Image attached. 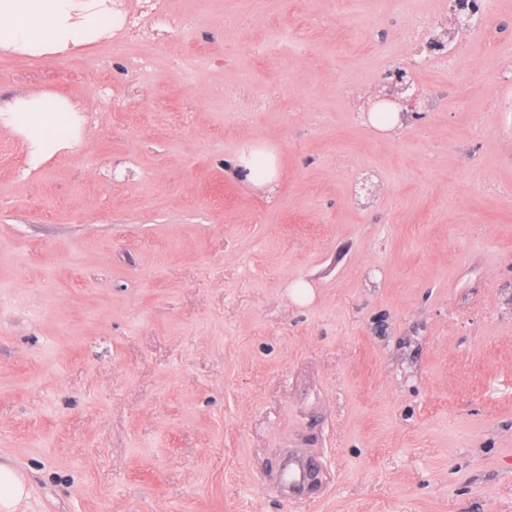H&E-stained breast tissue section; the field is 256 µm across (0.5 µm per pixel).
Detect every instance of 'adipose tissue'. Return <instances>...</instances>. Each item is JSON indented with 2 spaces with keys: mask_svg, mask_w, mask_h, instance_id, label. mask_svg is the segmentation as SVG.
Masks as SVG:
<instances>
[{
  "mask_svg": "<svg viewBox=\"0 0 512 512\" xmlns=\"http://www.w3.org/2000/svg\"><path fill=\"white\" fill-rule=\"evenodd\" d=\"M112 36V0H0V52L33 58L62 55ZM74 106L47 93L0 101V123L19 132L33 160L54 154L74 131ZM236 174L258 187L278 180L274 154L259 143L247 145L234 161Z\"/></svg>",
  "mask_w": 512,
  "mask_h": 512,
  "instance_id": "1",
  "label": "adipose tissue"
}]
</instances>
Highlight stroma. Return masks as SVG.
Returning <instances> with one entry per match:
<instances>
[{
	"label": "stroma",
	"mask_w": 512,
	"mask_h": 512,
	"mask_svg": "<svg viewBox=\"0 0 512 512\" xmlns=\"http://www.w3.org/2000/svg\"><path fill=\"white\" fill-rule=\"evenodd\" d=\"M164 0L116 41L0 54L77 133L0 124V464L16 512H512V0ZM413 65L403 128L365 124ZM274 189L232 173L246 142ZM313 288L306 304L294 282ZM323 484L267 482L287 443ZM473 0H448V16L459 17L456 19L458 28L469 27V22L461 18H468L471 22L470 34L484 35L487 29L490 28L493 18V12L490 8L489 0H474L477 4V9L473 10L471 4ZM456 28L452 35L448 38L436 36L432 33V28L428 20H422L412 30L410 34V42L415 45V48L421 52L427 50L428 57L434 60H439L448 63L451 61L452 56L455 57L456 48L463 42H466L464 32ZM431 39H436L443 45V50L432 51L428 50V43ZM448 58V59H447ZM26 494V486L16 471L0 466V510L13 512Z\"/></svg>",
	"instance_id": "stroma-1"
}]
</instances>
